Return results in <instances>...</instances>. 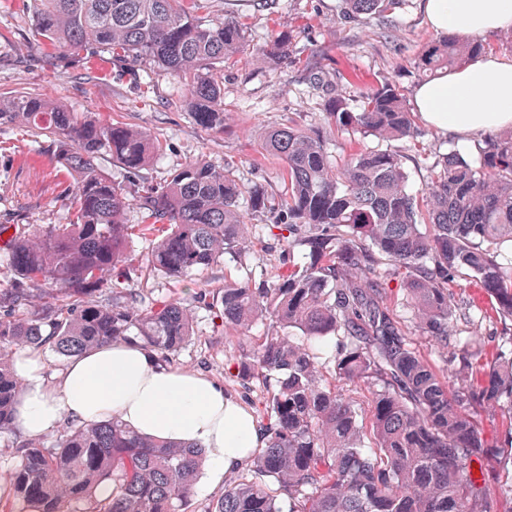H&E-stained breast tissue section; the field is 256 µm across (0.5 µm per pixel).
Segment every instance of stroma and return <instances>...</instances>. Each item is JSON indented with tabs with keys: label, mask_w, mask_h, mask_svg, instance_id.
Segmentation results:
<instances>
[{
	"label": "stroma",
	"mask_w": 512,
	"mask_h": 512,
	"mask_svg": "<svg viewBox=\"0 0 512 512\" xmlns=\"http://www.w3.org/2000/svg\"><path fill=\"white\" fill-rule=\"evenodd\" d=\"M339 3L279 0L276 11L268 13L254 11L247 0H208L210 17L237 13L247 17L251 46L224 67V126L217 130L197 122L186 105L185 85L162 70L113 58L111 51L101 49L73 58L40 41L21 0H0V93H38L67 108L150 133L161 141L163 150L142 170L144 181H159L170 170L204 155L217 163L233 162L242 182L264 191L274 203L284 190V169L280 161L265 155V132L289 123H324L322 100L307 82L308 71L320 68L341 77L355 96L376 81L390 80L410 98L419 84L418 56L437 37L426 23L421 0H399L385 25L375 20L343 23ZM281 30L294 35L301 53L292 62L265 65L254 52ZM418 129L417 141L390 144L404 157L408 187L413 191L424 188L428 168L439 155L474 147L473 140L448 137L423 123ZM71 183L65 170L53 167L37 144L25 141L21 127L0 129V224L67 223L62 192ZM249 233L252 242L238 262H221L179 278L154 275L147 279L141 275V259L151 252L156 239L133 235L129 285L142 289L152 300L177 298L188 305L194 336L175 356V365L196 368L251 410L258 405L264 386L255 381L245 388L229 376L228 369L241 351L237 333L225 329L213 308L194 300L201 289L215 288L227 279L269 283L286 272L284 247L272 240L265 221L252 219ZM457 291L470 300L472 314L482 325V334L475 339L469 324L458 322L457 346L478 348L483 361H494L502 342L489 296L472 280L460 281ZM469 472L476 486L494 494L497 512H512L511 458L487 455L471 462Z\"/></svg>",
	"instance_id": "1"
}]
</instances>
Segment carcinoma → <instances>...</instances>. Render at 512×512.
I'll use <instances>...</instances> for the list:
<instances>
[{"label": "carcinoma", "mask_w": 512, "mask_h": 512, "mask_svg": "<svg viewBox=\"0 0 512 512\" xmlns=\"http://www.w3.org/2000/svg\"><path fill=\"white\" fill-rule=\"evenodd\" d=\"M207 0H29L35 35L65 53L110 49L184 82L199 122L221 127L224 64L248 43L240 16L209 19ZM345 23L388 22L395 0H343ZM296 46L276 33L260 53L278 65ZM475 39L448 35L423 47L426 80L485 53ZM309 80L323 96L327 124L359 135L331 159L315 127L283 125L264 136L281 161L286 190L278 206L245 186L234 166L205 157L157 184L140 172L161 150L152 135L75 112L38 95L0 97V125H19L74 178L67 224L14 228L5 260L14 278L0 289V350L49 351L60 361L102 343L136 340L169 365L192 337L177 300L144 304L143 292L116 287L135 225L130 202L162 234L146 271L178 277L238 258L247 216L269 215L274 239L307 260L271 284L226 281L195 300L215 308L224 327L246 332L258 319L267 334L243 336L238 381L266 385L258 426L265 444L247 462L251 478L233 480L203 512H495L491 493L468 464L487 444L465 407L512 411V334L478 391L453 390L448 376L416 346L420 336L448 353L457 312L470 303L451 291L466 278L484 288L500 320L512 322V130L485 136L475 152L451 150L434 162L422 197L407 187L402 156L369 146L414 139L418 127L400 89L377 83L360 96L321 71ZM109 154L125 167L115 182L97 165ZM112 270L113 280L101 273ZM402 294V302L392 296ZM310 344L334 340L320 374ZM372 401L364 422L351 390ZM19 384L0 362V433L11 430ZM14 480L3 489L35 512H187L202 454L139 436L119 418L65 424L49 446L19 442Z\"/></svg>", "instance_id": "carcinoma-1"}]
</instances>
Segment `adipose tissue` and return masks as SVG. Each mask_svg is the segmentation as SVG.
Here are the masks:
<instances>
[{"label": "adipose tissue", "instance_id": "1", "mask_svg": "<svg viewBox=\"0 0 512 512\" xmlns=\"http://www.w3.org/2000/svg\"><path fill=\"white\" fill-rule=\"evenodd\" d=\"M422 9L442 34L478 38L512 29V0H422ZM414 107L425 124L455 138L510 127L512 59L487 53L441 74L417 87ZM12 373L21 384L15 427L28 438L117 415L140 435L199 449L216 482L263 443L252 415L222 387L195 369L159 362L135 341L83 351L51 379L38 354L20 352Z\"/></svg>", "mask_w": 512, "mask_h": 512}]
</instances>
